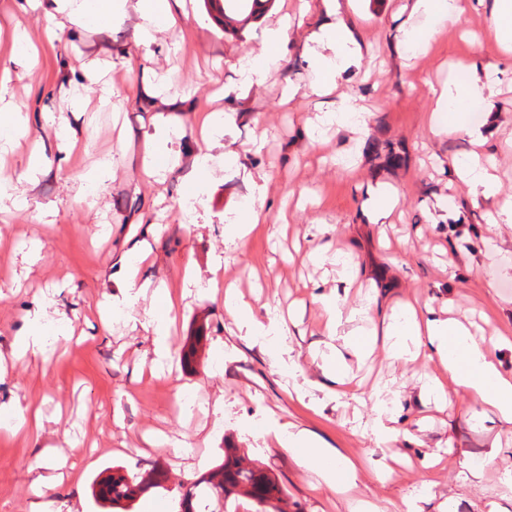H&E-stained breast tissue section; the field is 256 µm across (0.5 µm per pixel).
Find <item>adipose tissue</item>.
<instances>
[{"instance_id": "ef3b65f1", "label": "adipose tissue", "mask_w": 512, "mask_h": 512, "mask_svg": "<svg viewBox=\"0 0 512 512\" xmlns=\"http://www.w3.org/2000/svg\"><path fill=\"white\" fill-rule=\"evenodd\" d=\"M52 2L54 14L66 16L71 22L91 19L101 25L124 12L126 7H134L142 19L138 38L148 45L155 41L157 33L176 29L183 0ZM322 2L329 20L313 34L317 51L312 59L317 80L312 91L317 95L336 85L346 72L358 67L362 57L361 45L338 16L339 0ZM477 6V0H413L412 14L424 17L425 23L406 29V44L414 50H423L437 33L440 23L458 21L466 11ZM498 75L497 68L488 67L482 73L468 77L456 92L434 90L435 112L447 113V126L459 128L461 113L470 104L483 100L486 92L492 91ZM444 127L435 122L430 125L436 135L441 134ZM123 288L122 303L128 309L133 308L142 296L151 295L153 304L143 312L144 325L154 334L157 360L169 358L166 336L170 315L176 307L174 298L167 289L153 287L151 280L142 277L139 267L131 263L125 266ZM320 303L326 318L327 335L342 336L343 348L333 351L324 363L322 378L316 381V388L334 393L352 389L353 380L344 359L345 352L367 355L380 343L392 356L400 359L422 355L437 360L446 378L432 380L423 387L425 400L438 406L451 404V392L456 389L468 397L471 408H493L505 421L512 422V371L502 370L488 355L489 346L501 344V337L475 336L461 322L437 315L431 306L418 307L409 303L401 307L399 318L388 324L383 333L353 331L343 335L339 332L340 327L365 316L367 306H344L335 294L321 296ZM224 309L237 324L247 328L249 335L264 339L275 359L283 358L288 346L287 330L277 318H258L247 303L229 294L224 297ZM273 438L280 446L302 450L305 463L318 477V488L341 494L358 478V466L353 460L342 456L308 430H294L284 424L274 427Z\"/></svg>"}]
</instances>
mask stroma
Wrapping results in <instances>:
<instances>
[{
	"label": "stroma",
	"mask_w": 512,
	"mask_h": 512,
	"mask_svg": "<svg viewBox=\"0 0 512 512\" xmlns=\"http://www.w3.org/2000/svg\"><path fill=\"white\" fill-rule=\"evenodd\" d=\"M363 57L327 96L310 91L314 79L305 48L323 21L322 0H275L255 16L234 14L221 23L217 0H186L177 32L158 33L148 47L137 41L134 13L115 16L102 28L69 25L46 43L44 8L21 9L0 0V29L25 30L38 49L26 66L9 42L0 43V72L15 73L0 111L26 114L30 130L21 146L0 154V179L29 198L17 208L0 200V403L19 401L38 414L41 428L0 439V512H32L27 467L66 434L61 455L76 461L77 479L52 489L61 512H102L90 485L104 469L132 475L158 468L171 493L223 460L225 445L240 448L285 487L289 512H351L368 502L378 512H401L419 498L421 512H512V425L492 413L475 416L453 406L424 403L425 376L439 373L425 359L401 362L377 348L349 358L363 392L378 386L399 391L392 406L397 440L379 443L364 427L376 416L372 400L325 396L304 387L321 376L331 341L318 330L320 294L345 289L342 270L314 265L310 251L340 252L355 275L347 305L374 294L369 319L356 330H382L397 303H429L469 321L485 335L512 336V269L487 285L480 268L493 250L512 257V226L490 214L512 197V58L487 32L489 8L440 25L425 51L403 41L412 0H340ZM291 38L276 69L261 83L243 85L239 58L262 62L266 34L282 20ZM103 79H84L81 65ZM498 66L501 82L484 103L465 112V127L436 135L430 84L456 87L473 69ZM163 75L167 98L139 92L142 76ZM297 86L291 101L281 94ZM365 109L363 127L318 124L341 97ZM231 112L223 148L209 171L195 173L203 142L194 121L215 108ZM71 117L78 146L67 151L57 137L59 114ZM177 131L164 182L144 171L147 141L160 119ZM481 130L476 140L470 129ZM394 143L401 160L389 163L383 147ZM49 161L37 182L25 171L33 148ZM238 154L224 162V150ZM480 154L496 165L497 197H474L456 176L458 163ZM110 176L77 195L74 177L100 162ZM397 190L398 207L388 229L372 220L366 190ZM200 200L194 217L185 199ZM264 199L267 210H286V223L257 225L244 246L225 241V229L243 208ZM148 239L152 252L143 271L178 300L170 330V372L151 375L153 333L126 313L100 325L97 306L120 301L121 263L133 244ZM197 275L183 283L184 269ZM235 285L257 316L298 310L291 330L294 367L273 363L260 344L224 310L212 281ZM46 309L65 320L73 340L54 336L48 356L14 359L11 350L27 313ZM195 345L196 357L181 351ZM223 411H215L216 402ZM315 433L352 458L361 476L349 498L317 489L299 450L272 442V422ZM168 436L146 444L145 432ZM437 455L434 471L424 459ZM395 473L383 479L379 463ZM482 469L475 484L469 471Z\"/></svg>",
	"instance_id": "obj_1"
}]
</instances>
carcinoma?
I'll use <instances>...</instances> for the list:
<instances>
[{
    "label": "carcinoma",
    "mask_w": 512,
    "mask_h": 512,
    "mask_svg": "<svg viewBox=\"0 0 512 512\" xmlns=\"http://www.w3.org/2000/svg\"><path fill=\"white\" fill-rule=\"evenodd\" d=\"M165 475L153 468L131 478L108 477L98 482L96 496L112 508L129 512V504L151 491L164 488ZM250 498L255 512H288L284 488L266 470L247 461L238 448L224 449L218 471L191 482L176 500L177 512H229L239 495Z\"/></svg>",
    "instance_id": "carcinoma-1"
}]
</instances>
